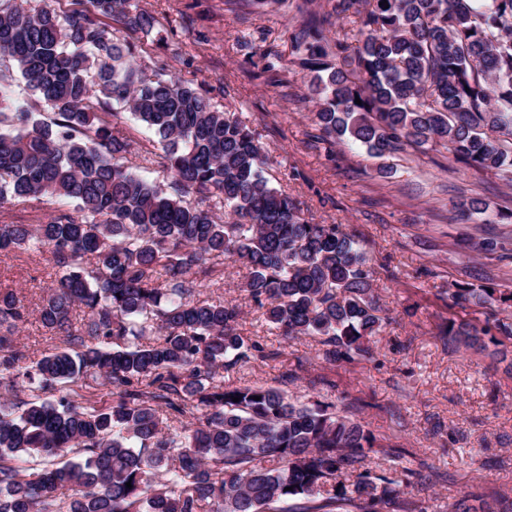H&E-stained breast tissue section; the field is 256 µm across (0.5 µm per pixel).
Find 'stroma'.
I'll return each mask as SVG.
<instances>
[{
	"label": "stroma",
	"instance_id": "stroma-1",
	"mask_svg": "<svg viewBox=\"0 0 512 512\" xmlns=\"http://www.w3.org/2000/svg\"><path fill=\"white\" fill-rule=\"evenodd\" d=\"M157 24L151 33L126 32L147 73H174L202 85L218 109L255 128L275 186L296 198L315 224H338L366 250L375 270V294L390 321L370 351L336 364L324 361L317 338L284 339L271 331L240 288L243 266L225 263L224 286L205 298L242 309L241 336L280 350L278 359L233 368L228 384L283 386L307 401L358 405L354 418L376 440L366 466L376 474L409 469L406 496L429 506L452 502L460 491L512 499V339L477 352L444 344L448 319L481 326L512 319V308L458 305L455 283L491 285L512 292V221L460 218L457 204L479 198L490 212L512 211V187L491 173L454 165L447 152L406 149L374 158L355 144L318 139L309 76L291 48L309 16L327 18L332 32L345 26L334 0H138ZM116 123L147 146L130 167L153 180L161 175L153 134L126 110ZM66 201L42 197L0 207V224H41ZM491 240L508 256L477 250ZM57 279L49 253L0 252V290H20L30 311L16 343L38 357L62 347L44 328L42 299Z\"/></svg>",
	"mask_w": 512,
	"mask_h": 512
}]
</instances>
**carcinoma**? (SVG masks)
Instances as JSON below:
<instances>
[{
    "label": "carcinoma",
    "mask_w": 512,
    "mask_h": 512,
    "mask_svg": "<svg viewBox=\"0 0 512 512\" xmlns=\"http://www.w3.org/2000/svg\"><path fill=\"white\" fill-rule=\"evenodd\" d=\"M89 2L0 0V65L50 110L37 119L0 87V205L74 204L44 224H0V252L49 250L59 278L40 322L64 343L29 358L14 337L26 307L0 292V512H428L401 496L402 478L364 468L373 438L336 404L224 384V371L279 352L238 333L237 305L199 299L216 260L248 269L242 288L281 335L319 338L336 363L389 321L370 258L272 185L252 127L193 82L145 73L112 23L148 32L152 15L135 0ZM381 2L336 0L348 26L336 39L315 16L293 36L324 136L373 157L441 146L511 183L512 0ZM114 103L157 138L165 182L126 165L141 145L111 125ZM454 295L512 307L495 288ZM498 334L512 338V323L440 330L473 349ZM78 383L110 388L112 402ZM29 459L38 467L19 466ZM446 512L512 508L464 494Z\"/></svg>",
    "instance_id": "carcinoma-1"
}]
</instances>
